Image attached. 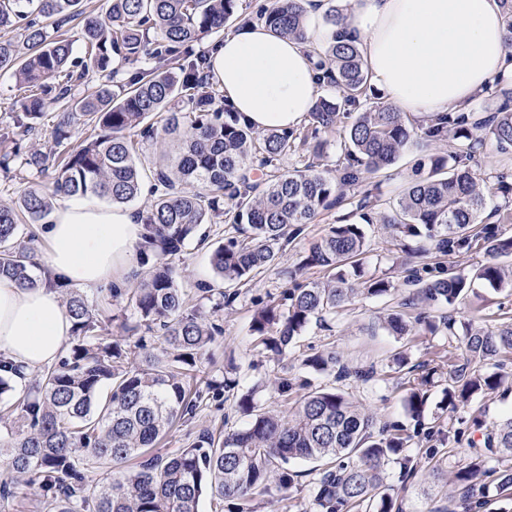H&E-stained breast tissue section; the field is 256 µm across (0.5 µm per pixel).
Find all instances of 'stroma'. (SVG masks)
Returning <instances> with one entry per match:
<instances>
[{"instance_id": "1", "label": "stroma", "mask_w": 512, "mask_h": 512, "mask_svg": "<svg viewBox=\"0 0 512 512\" xmlns=\"http://www.w3.org/2000/svg\"><path fill=\"white\" fill-rule=\"evenodd\" d=\"M55 110H47L36 123V128L26 141L34 148L46 153L51 163L42 175L40 184H49L55 174L54 163L71 153L85 138L84 126H76L69 140L56 143L52 131L56 122ZM414 154L408 153L375 180L373 200L378 208L392 203L410 180L413 171ZM359 198L350 196L344 205L321 212L311 223L303 225L300 233L291 239L281 240L276 262L255 273L254 277L240 286L239 295L231 310L220 317L223 333L211 345L207 358L202 361L203 369L211 375H221L223 370L235 368L241 383L246 386L263 383L262 399L274 402L281 411H288L289 403L279 399L274 391V379L288 377L292 383L310 381L313 386H340L341 390L360 402L372 413L378 425L399 426L410 435V453L418 465V475L412 485L398 484L399 467L390 464L387 481L394 485L398 502L403 512H440L447 501L440 484L431 477L432 462L430 449H437L441 469L445 478H453L461 467L465 448L471 446L479 433L476 421L493 422L501 415L512 411V390L489 391L457 408H448L442 400V389L448 382V370L460 357L461 352L449 346L447 337L420 333L415 336L397 337L389 335L380 325L379 318L386 309L395 306L399 299L408 296L410 289L403 284L406 264L421 265L424 252L431 246L422 237H406L396 234L381 224L365 225L368 248L362 259L365 277H380L397 284L396 295L373 298L357 294L352 302L343 308L333 322L331 329L313 325L301 338L298 350L289 353L282 360L273 358L267 352L255 347L250 334L253 314L264 305L279 299L283 290L298 283L325 278L319 268L299 269L301 256L310 246L324 236L329 228L345 214L356 211ZM232 225L223 218L211 217L201 225L195 237L187 240L182 251L171 256L170 261L179 273L178 284L189 299V303L203 311H210L211 303L204 290L217 286L218 281L209 264L211 250L234 235ZM430 315L448 314L457 321L474 317L484 324L497 325L503 315L512 316V287L495 291L477 283L467 298L456 302L453 307L433 306ZM324 349L336 350L343 361L352 366L375 365L377 378L367 386L351 381L335 382L333 378L309 372L301 364L303 354ZM405 352L407 366H398L394 356ZM428 365L436 368L435 384L427 391V405L423 417L424 432H417L413 421L405 410V399L414 378L413 368ZM246 417L235 412L231 406H207L189 422L180 424L159 445L160 453H171L186 447L204 429L227 427L237 429L245 426ZM456 424L463 431L460 441L442 444L438 435L447 431L449 424ZM433 429V436H426V429Z\"/></svg>"}]
</instances>
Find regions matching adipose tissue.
<instances>
[{
  "mask_svg": "<svg viewBox=\"0 0 512 512\" xmlns=\"http://www.w3.org/2000/svg\"><path fill=\"white\" fill-rule=\"evenodd\" d=\"M310 0L304 38L251 22L210 56L223 103L241 124L290 131L318 94L317 64L331 40ZM370 84L389 106L422 117L457 112L480 94L512 89V45L501 0H350ZM144 226L135 210L59 198L47 229L48 264L92 293L134 268ZM72 322L58 293L0 279V354L30 372L62 354Z\"/></svg>",
  "mask_w": 512,
  "mask_h": 512,
  "instance_id": "obj_1",
  "label": "adipose tissue"
}]
</instances>
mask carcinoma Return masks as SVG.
I'll list each match as a JSON object with an SVG mask.
<instances>
[{
    "label": "carcinoma",
    "instance_id": "cac0c4a2",
    "mask_svg": "<svg viewBox=\"0 0 512 512\" xmlns=\"http://www.w3.org/2000/svg\"><path fill=\"white\" fill-rule=\"evenodd\" d=\"M83 0H0V31L19 30L30 54L20 58L12 39L0 37V71H10L31 94L19 104L13 129L0 131V143L13 144L0 156V170L11 166L42 173L48 157L38 149L23 150L18 133H29L46 110L57 108V143L70 138L81 122L91 134L62 159L46 188H26L13 204H0V277L21 286L56 285L34 248L18 242L20 226L38 224L51 213L57 196L93 195L125 204L141 193V173L130 133L151 138L161 130L178 144L171 157L161 151L155 169L154 201L144 221L145 234L136 248L146 270L132 288H114L136 318L132 342L106 337L112 319L100 314L80 293L66 294L71 338L58 363L43 369L39 379L18 395L7 410L17 425L0 433V457L8 476L0 481V503L17 497L20 487L34 496L40 512H199L204 493L228 502V512H254L251 503L299 485L292 463H315L310 481V512H402L394 489L386 483L389 464L400 465L402 482L417 474L408 453L410 437L374 434L376 419L345 392L310 387L285 414L261 402L260 386L240 388V380L223 375L199 376L202 356L221 333L213 315L186 308L168 257L186 240L222 213L242 225L246 238L229 237L211 253L221 283H241L276 260L280 241L297 233L322 210L337 207L347 192L394 165L412 142L414 118L391 107L372 105L343 130L339 158L342 174L333 178L321 169L322 132L336 129L351 108L369 100L368 72L359 38L336 8L326 13L331 27H340L325 52L318 80L339 89L340 96H320L300 131L258 132L239 123L232 112L216 106L220 87L210 77L206 56L194 46L205 36L221 35L225 24L239 19L238 0H107L105 15L88 12ZM306 0H273L256 14L281 35H304ZM79 27L86 53L72 59L70 24ZM124 61L145 58L146 76H134L113 88L81 89L89 71L112 69V56ZM183 98L191 112L170 108ZM426 137L457 140L460 148L446 155L418 160L414 177L379 223L405 236L427 238L438 256L468 250L483 242L489 261L474 273L440 265L441 276L427 280L421 270L406 269L405 282L428 301L453 305L480 281L495 291L512 273L500 259L512 258V237L497 225L511 224L512 211L485 212L487 181L478 177V157L485 139L500 151L512 149V100L482 116L448 112L423 118ZM312 146V160L303 170L274 174L260 189L245 171L254 156L261 168L296 148ZM367 239L360 224H336L314 243L299 268L328 272L284 291L282 302L258 310L250 324L256 345L280 359L295 348L313 324L329 326L339 308L356 293ZM395 291L393 283L372 278L369 296ZM216 298L213 309L232 306L237 292L206 288ZM412 302L384 317L394 336L423 328L458 342L464 354L449 373L443 389L451 407L488 390L501 388L507 374L498 360L512 357V320L494 328L469 322L463 332L456 320L433 319L409 312ZM302 366L339 381L367 385L375 380L373 365L351 368L333 351H318ZM0 399L14 391L17 369L0 358ZM436 370L421 368L405 400L411 419L419 422L427 387ZM233 400L247 424L224 434L206 429L187 448L155 455L152 447L180 421L196 415L212 400ZM483 447L466 456L455 473L458 493L442 512H483L492 501L512 503V415L495 421L482 433Z\"/></svg>",
    "mask_w": 512,
    "mask_h": 512
}]
</instances>
